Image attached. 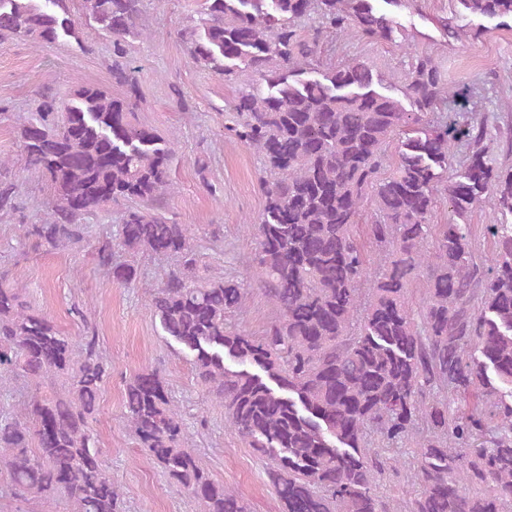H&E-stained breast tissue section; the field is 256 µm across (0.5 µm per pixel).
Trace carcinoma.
<instances>
[{
    "label": "carcinoma",
    "mask_w": 512,
    "mask_h": 512,
    "mask_svg": "<svg viewBox=\"0 0 512 512\" xmlns=\"http://www.w3.org/2000/svg\"><path fill=\"white\" fill-rule=\"evenodd\" d=\"M69 0H0V38L43 44L79 39ZM86 23L111 38V97L77 84L41 95L20 120L23 172L50 182L34 247L73 250L85 220L134 201L118 243H98V264L130 286L137 267L115 258L173 257L146 303L189 358L195 380L223 403L228 425L267 462L282 512H395L377 485L401 465L418 490L407 512H512V129L494 138L485 118L435 117L465 98L429 53L414 57L399 89L357 58H324L334 33L401 44L397 12L418 0H204L188 52L239 87L231 138L263 162L264 205L245 224L256 248L251 290L275 317L256 336L231 322L243 283L200 275L203 237L166 216L174 143L134 121L139 101L127 39L141 34L142 0H80ZM442 26L477 40L475 19L512 21V0H454ZM464 147L450 168L456 145ZM18 180L0 174V217L20 212ZM448 223L436 224L439 204ZM489 204V254L476 260L466 220ZM111 369L95 330L68 336L0 285V390L34 386L24 410L0 408V460L21 500L69 512H121L88 421ZM61 381L50 396L46 383ZM474 399L459 414L455 403ZM137 444L170 486L202 512H250L213 481L168 382L143 370L125 384ZM412 459L388 455L407 446Z\"/></svg>",
    "instance_id": "1"
}]
</instances>
